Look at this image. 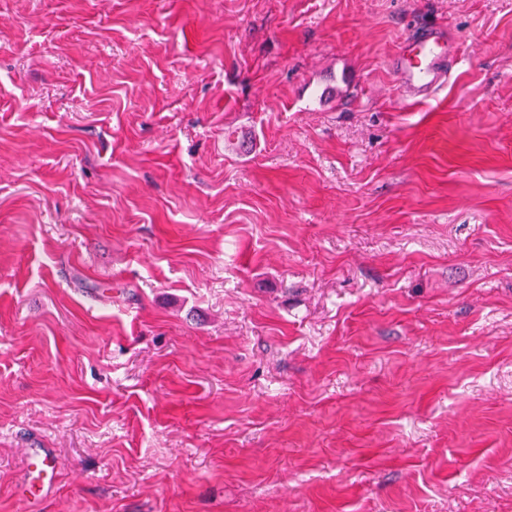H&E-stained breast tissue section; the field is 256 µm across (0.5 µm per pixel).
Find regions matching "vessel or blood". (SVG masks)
Masks as SVG:
<instances>
[{
    "instance_id": "vessel-or-blood-1",
    "label": "vessel or blood",
    "mask_w": 512,
    "mask_h": 512,
    "mask_svg": "<svg viewBox=\"0 0 512 512\" xmlns=\"http://www.w3.org/2000/svg\"><path fill=\"white\" fill-rule=\"evenodd\" d=\"M391 67L406 93L421 100L431 99L451 75L450 42L436 32L417 35L402 43ZM27 461L32 499L38 503L46 497L56 477L55 451L51 448L28 449Z\"/></svg>"
}]
</instances>
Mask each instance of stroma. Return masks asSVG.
<instances>
[{"label": "stroma", "mask_w": 512, "mask_h": 512, "mask_svg": "<svg viewBox=\"0 0 512 512\" xmlns=\"http://www.w3.org/2000/svg\"><path fill=\"white\" fill-rule=\"evenodd\" d=\"M0 512H512V0H0ZM449 40L438 32L404 41L391 60L400 87L419 100H429L447 83L452 69ZM55 449L27 448L28 468L31 476L32 497L28 504H39L47 495L56 477Z\"/></svg>", "instance_id": "35a3bbf8"}]
</instances>
